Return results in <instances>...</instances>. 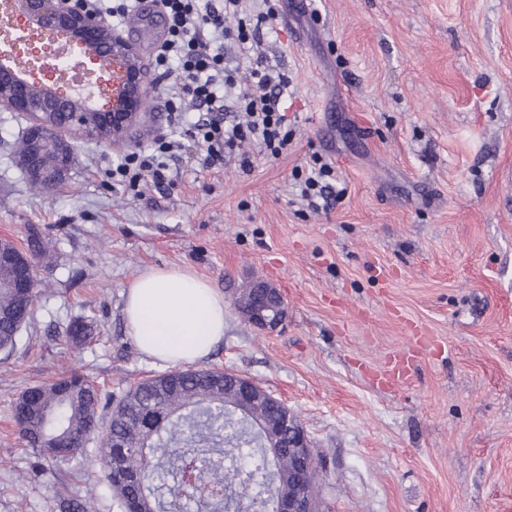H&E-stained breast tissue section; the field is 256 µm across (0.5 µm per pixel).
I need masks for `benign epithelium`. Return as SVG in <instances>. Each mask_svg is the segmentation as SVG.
Wrapping results in <instances>:
<instances>
[{
  "label": "benign epithelium",
  "mask_w": 512,
  "mask_h": 512,
  "mask_svg": "<svg viewBox=\"0 0 512 512\" xmlns=\"http://www.w3.org/2000/svg\"><path fill=\"white\" fill-rule=\"evenodd\" d=\"M20 29L53 37L63 34L80 49L90 65L103 72L112 71V97L100 105L93 91L63 90L38 77L28 78L4 64L11 53L0 54V107L28 116V135L38 143L54 138L62 152V165L69 167L75 152L74 144L62 135L65 129L106 142H121L140 120L142 94L148 84V71L135 46L105 17L82 10L74 0H13ZM66 112L69 120L58 125L51 119L54 112ZM286 318L281 293L264 299L254 316V328L260 331L277 329ZM277 436L285 438L288 448H300L296 474L309 464L311 440L304 430L293 431L288 425H277ZM276 497L277 512H318L317 500L303 492L288 496L276 495L275 484L264 480L255 485L225 490L227 510H239L245 499L254 495Z\"/></svg>",
  "instance_id": "7a95c632"
}]
</instances>
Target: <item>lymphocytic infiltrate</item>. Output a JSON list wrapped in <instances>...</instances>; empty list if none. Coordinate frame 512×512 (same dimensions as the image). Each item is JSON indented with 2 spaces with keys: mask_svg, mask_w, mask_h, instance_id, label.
I'll use <instances>...</instances> for the list:
<instances>
[{
  "mask_svg": "<svg viewBox=\"0 0 512 512\" xmlns=\"http://www.w3.org/2000/svg\"><path fill=\"white\" fill-rule=\"evenodd\" d=\"M164 11L168 36L156 55V67L167 76L163 90L172 111L192 104L200 115L185 130L190 140L201 146V165L218 169L224 156L244 142L260 144L268 156L278 157L288 149V117L281 106L288 78L265 65L256 48L263 30L274 29L276 9L259 13L255 22L241 19L242 0H158ZM236 19L228 29L227 19ZM236 40L253 50L251 82L237 97V112L224 103L227 87L236 83L233 71L224 64V39ZM176 143L170 137L155 140L152 148L126 155L112 170L117 183L139 184L144 176L163 182L166 166L162 157Z\"/></svg>",
  "mask_w": 512,
  "mask_h": 512,
  "instance_id": "1",
  "label": "lymphocytic infiltrate"
}]
</instances>
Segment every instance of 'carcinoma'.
I'll use <instances>...</instances> for the list:
<instances>
[{"instance_id": "carcinoma-1", "label": "carcinoma", "mask_w": 512, "mask_h": 512, "mask_svg": "<svg viewBox=\"0 0 512 512\" xmlns=\"http://www.w3.org/2000/svg\"><path fill=\"white\" fill-rule=\"evenodd\" d=\"M38 151L43 168L55 182L62 181L65 174L58 170L56 144L45 141ZM26 244L23 254L29 263L0 262V352L7 354L16 348L41 295L38 265L45 252L40 227H28ZM27 267L31 287L18 288ZM91 333V325L77 319L66 327L63 340L80 346ZM236 402V391L224 386V377L214 376L213 370L179 368L130 386L105 420L99 390L72 370L54 382L27 388L11 411L25 445L59 463L87 456V444L99 439L92 463L105 472L119 512H163L162 488L182 480L189 467L204 487L254 483L272 474L278 477L277 491L287 495L296 490L288 449L253 444ZM251 413L270 426L280 419L278 410L263 397L255 401ZM227 447L248 449V460L232 471L225 469ZM170 495L169 512H184L191 505L205 512L224 504L179 485Z\"/></svg>"}]
</instances>
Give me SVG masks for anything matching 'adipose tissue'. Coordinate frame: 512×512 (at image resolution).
<instances>
[{"label": "adipose tissue", "instance_id": "ef3b65f1", "mask_svg": "<svg viewBox=\"0 0 512 512\" xmlns=\"http://www.w3.org/2000/svg\"><path fill=\"white\" fill-rule=\"evenodd\" d=\"M125 296L128 332L155 361L195 362L224 337L223 294L187 269H146L130 282Z\"/></svg>", "mask_w": 512, "mask_h": 512}]
</instances>
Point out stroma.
<instances>
[{
  "label": "stroma",
  "instance_id": "stroma-1",
  "mask_svg": "<svg viewBox=\"0 0 512 512\" xmlns=\"http://www.w3.org/2000/svg\"><path fill=\"white\" fill-rule=\"evenodd\" d=\"M244 0L275 4L260 52L288 75L291 142L271 158L245 145L220 169L190 141L168 181L117 185L112 168L173 117L154 69V26L124 29L150 70L149 119L123 147L76 140L67 179L32 190L10 147L23 115L0 112V240L40 225L48 283L13 353H0V512H60L93 497L117 512L90 462L59 464L18 437L10 403L75 369L120 395L164 373L136 346L124 292L144 269L180 266L224 294V338L206 368L252 378L309 434L322 512H512V0ZM332 169L329 208L298 170ZM260 276L281 292L282 326L254 330L235 299ZM93 337L60 339L72 320ZM434 342L408 382L380 381L408 349L407 323Z\"/></svg>",
  "mask_w": 512,
  "mask_h": 512
}]
</instances>
